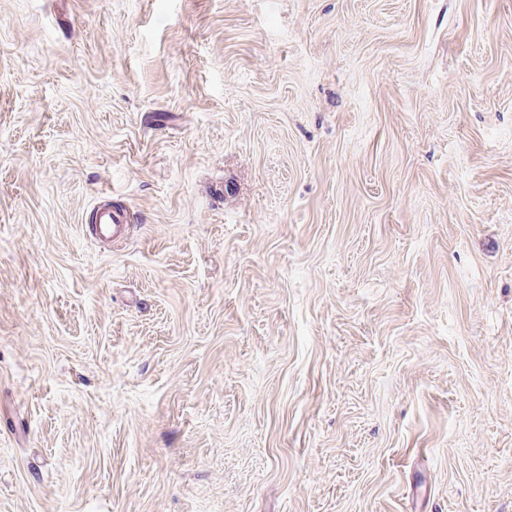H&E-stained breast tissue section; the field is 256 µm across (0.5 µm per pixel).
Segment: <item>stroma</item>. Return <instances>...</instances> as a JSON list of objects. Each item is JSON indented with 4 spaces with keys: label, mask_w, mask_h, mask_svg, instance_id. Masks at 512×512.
Here are the masks:
<instances>
[{
    "label": "stroma",
    "mask_w": 512,
    "mask_h": 512,
    "mask_svg": "<svg viewBox=\"0 0 512 512\" xmlns=\"http://www.w3.org/2000/svg\"><path fill=\"white\" fill-rule=\"evenodd\" d=\"M0 512H512V0H0ZM126 225L119 214L109 210H98L96 212L94 235L101 240H116L126 233Z\"/></svg>",
    "instance_id": "35a3bbf8"
}]
</instances>
